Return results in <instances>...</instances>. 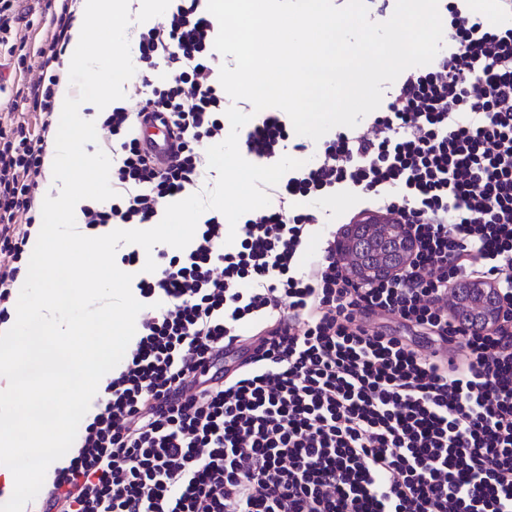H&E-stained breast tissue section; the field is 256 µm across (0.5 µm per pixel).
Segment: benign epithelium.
I'll return each instance as SVG.
<instances>
[{"mask_svg":"<svg viewBox=\"0 0 512 512\" xmlns=\"http://www.w3.org/2000/svg\"><path fill=\"white\" fill-rule=\"evenodd\" d=\"M380 217L373 215L354 226L337 246L340 255L350 259L354 276L363 280L390 277L406 266L414 252V242L408 229L398 224L391 239L385 243L387 258L379 263H372V255L377 246L375 241L363 235L367 224H380ZM458 309L468 319L481 324H489L497 316L496 306L492 301L491 289L483 285H472L463 289L458 298Z\"/></svg>","mask_w":512,"mask_h":512,"instance_id":"7a95c632","label":"benign epithelium"}]
</instances>
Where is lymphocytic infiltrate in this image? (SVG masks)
<instances>
[{
	"label": "lymphocytic infiltrate",
	"instance_id": "obj_1",
	"mask_svg": "<svg viewBox=\"0 0 512 512\" xmlns=\"http://www.w3.org/2000/svg\"><path fill=\"white\" fill-rule=\"evenodd\" d=\"M35 6L0 0V58L29 70L19 30ZM448 52L406 69L364 127L337 130L320 159L270 189L232 247L217 211L185 249H157L120 370L43 484L36 512H512V26L448 4ZM72 14L55 11L40 74L17 90L29 117L0 121V321L36 221L57 72ZM219 26L207 0H170L142 23L137 109L102 125L116 196L84 206L90 227L155 224L166 203L208 186L205 143L224 137L215 80ZM166 113L177 153L146 156L139 125ZM288 125L264 112L242 132L247 156L278 158ZM378 198L416 252L393 277L355 281L328 236L303 263L313 214L299 199ZM497 286L496 321L467 329L456 282ZM383 317L404 334L371 319ZM462 351L456 364L444 346Z\"/></svg>",
	"mask_w": 512,
	"mask_h": 512
}]
</instances>
